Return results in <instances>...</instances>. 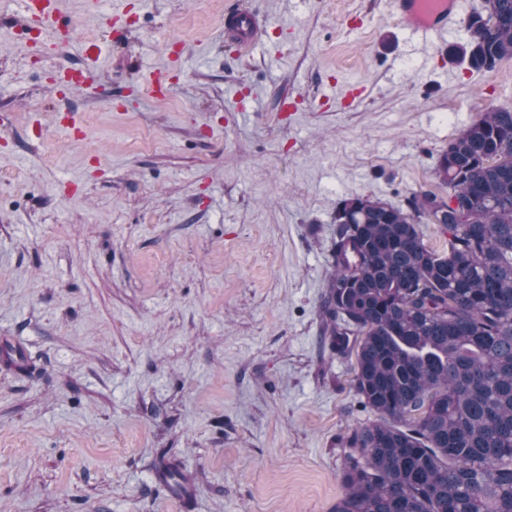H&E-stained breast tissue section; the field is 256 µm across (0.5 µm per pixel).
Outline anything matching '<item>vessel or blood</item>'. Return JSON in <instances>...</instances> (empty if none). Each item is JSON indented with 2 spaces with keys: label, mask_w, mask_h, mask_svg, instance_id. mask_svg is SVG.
<instances>
[{
  "label": "vessel or blood",
  "mask_w": 512,
  "mask_h": 512,
  "mask_svg": "<svg viewBox=\"0 0 512 512\" xmlns=\"http://www.w3.org/2000/svg\"><path fill=\"white\" fill-rule=\"evenodd\" d=\"M19 25L52 32L59 43H67L73 31L64 22L61 0H21ZM391 10L403 24L409 38L422 47L434 46L460 22V0H390ZM266 17L254 11L247 0H236L224 11V38L238 50L252 52L262 42ZM85 71L79 67L59 69L54 84L59 96H67L82 87ZM156 481L168 493L182 501L191 500L194 489L188 482L172 478L167 463H160L153 471Z\"/></svg>",
  "instance_id": "b4317fda"
}]
</instances>
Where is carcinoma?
I'll return each mask as SVG.
<instances>
[{
	"instance_id": "obj_1",
	"label": "carcinoma",
	"mask_w": 512,
	"mask_h": 512,
	"mask_svg": "<svg viewBox=\"0 0 512 512\" xmlns=\"http://www.w3.org/2000/svg\"><path fill=\"white\" fill-rule=\"evenodd\" d=\"M464 25L471 70L512 58V0ZM436 175L448 196L336 205L324 334L376 419L344 440L334 512H512V111L448 139Z\"/></svg>"
}]
</instances>
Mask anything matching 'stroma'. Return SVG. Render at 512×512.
Here are the masks:
<instances>
[{"label":"stroma","mask_w":512,"mask_h":512,"mask_svg":"<svg viewBox=\"0 0 512 512\" xmlns=\"http://www.w3.org/2000/svg\"><path fill=\"white\" fill-rule=\"evenodd\" d=\"M63 2L58 50L0 0V338L27 360L0 363V512H333L342 441L374 418L323 336L336 205L447 194L439 155L512 110V59L468 69L460 30L423 52L389 0H251L270 25L246 55L232 0ZM89 42L94 75L57 99ZM171 467L163 462L153 471L154 478L168 493L182 501H189L194 496L192 485L184 480L177 482L171 476Z\"/></svg>","instance_id":"1"}]
</instances>
